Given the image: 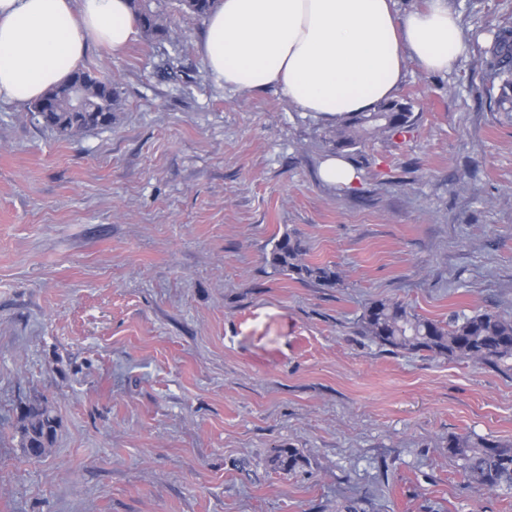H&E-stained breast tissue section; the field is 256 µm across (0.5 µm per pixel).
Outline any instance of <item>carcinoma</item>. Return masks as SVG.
<instances>
[{"label":"carcinoma","instance_id":"carcinoma-1","mask_svg":"<svg viewBox=\"0 0 512 512\" xmlns=\"http://www.w3.org/2000/svg\"><path fill=\"white\" fill-rule=\"evenodd\" d=\"M219 0H178V10L199 17L209 15ZM152 0H130L138 27L149 39H162L169 26L161 13L151 7ZM490 84H498L494 111L512 113V29L501 28L484 50L481 60ZM80 85L83 110L74 111L68 92L71 83ZM398 100L382 102L369 112H357L336 120L326 128L322 142L352 159L363 162L360 146L367 140L392 138L408 132L414 124L412 112H396ZM121 106L120 92L83 69L74 70L61 84L35 101L33 108L43 123L60 136L67 137L85 129L109 127L114 112ZM306 249L298 238L278 240L268 259L278 273L294 276L302 282L314 281L334 287L340 281L328 265H309ZM361 333L391 351H425L433 356L488 364L504 371L512 369V319L497 313L472 316L455 314L443 324L423 318L399 301L378 300L368 305L360 316ZM57 418L44 405L25 409L20 417L22 447L48 449L53 446ZM448 454L456 459L467 483L490 491L512 492V448L487 441L473 442L467 437H448Z\"/></svg>","mask_w":512,"mask_h":512}]
</instances>
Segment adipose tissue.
Returning <instances> with one entry per match:
<instances>
[{
	"instance_id": "1",
	"label": "adipose tissue",
	"mask_w": 512,
	"mask_h": 512,
	"mask_svg": "<svg viewBox=\"0 0 512 512\" xmlns=\"http://www.w3.org/2000/svg\"><path fill=\"white\" fill-rule=\"evenodd\" d=\"M136 32L128 0H0V98L39 99L91 45L123 53ZM448 0L396 16L393 0H222L199 46L218 83L279 88L331 120L392 99L408 62L451 70L463 52Z\"/></svg>"
}]
</instances>
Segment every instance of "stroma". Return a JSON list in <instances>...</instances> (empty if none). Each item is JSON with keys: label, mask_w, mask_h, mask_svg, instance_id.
Masks as SVG:
<instances>
[{"label": "stroma", "mask_w": 512, "mask_h": 512, "mask_svg": "<svg viewBox=\"0 0 512 512\" xmlns=\"http://www.w3.org/2000/svg\"><path fill=\"white\" fill-rule=\"evenodd\" d=\"M448 5L463 55L408 65L416 122L365 143L350 188L319 176L325 120L214 82L177 0L152 4L168 38L81 60L121 93L112 127L62 137L0 99V512H512L446 448L512 446V372L360 333L386 299L512 318V115L480 67L512 0ZM288 235L339 286L275 273ZM35 402L58 422L40 458ZM19 429L23 448H43L38 454L28 451L30 455L38 457L54 444L57 418L46 405L31 406L21 415Z\"/></svg>", "instance_id": "1"}]
</instances>
